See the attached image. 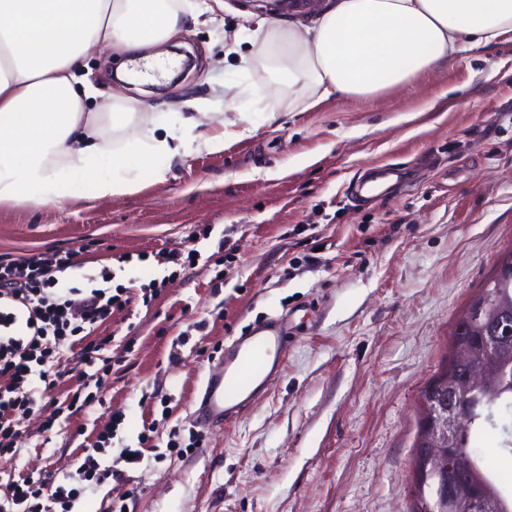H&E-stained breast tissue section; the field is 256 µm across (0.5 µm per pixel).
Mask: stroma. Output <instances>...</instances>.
I'll use <instances>...</instances> for the list:
<instances>
[{
	"label": "stroma",
	"mask_w": 512,
	"mask_h": 512,
	"mask_svg": "<svg viewBox=\"0 0 512 512\" xmlns=\"http://www.w3.org/2000/svg\"><path fill=\"white\" fill-rule=\"evenodd\" d=\"M206 3L211 13L143 48L184 57L162 84L138 93L119 81L127 54L117 48L81 66L96 89L89 109L136 96L142 126L161 138L179 132L192 100L198 133L234 126L223 150L191 152L163 182L142 170L128 194L93 200L82 185L52 206L0 203V261L70 252L61 286L106 285L126 301L97 330L111 339L105 370L63 355L93 409L63 412L68 384L39 389V412L0 456V499L32 472L64 482L85 444L109 430L100 462L125 478L93 485L74 512H104L115 499L125 512H408L421 392L448 362L455 322L512 248V39L380 97L292 111L281 89L264 99L270 123L254 104L281 76L255 32L269 11ZM381 164L401 180L356 199L355 184ZM193 248L191 261L156 258ZM153 283L159 291L144 302ZM267 319L288 324L280 373L245 413L204 430L197 448H170L193 427L210 368L201 348ZM115 415L123 422L113 430ZM147 423L144 459L127 464Z\"/></svg>",
	"instance_id": "35a3bbf8"
}]
</instances>
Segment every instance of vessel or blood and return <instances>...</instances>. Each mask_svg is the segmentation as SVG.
Here are the masks:
<instances>
[{
    "mask_svg": "<svg viewBox=\"0 0 512 512\" xmlns=\"http://www.w3.org/2000/svg\"><path fill=\"white\" fill-rule=\"evenodd\" d=\"M393 177L391 169H379L358 185L357 193L364 200L375 198L386 191ZM288 341V329L281 323L254 327L234 339L203 383L195 420L219 427L244 412L280 372Z\"/></svg>",
    "mask_w": 512,
    "mask_h": 512,
    "instance_id": "vessel-or-blood-1",
    "label": "vessel or blood"
}]
</instances>
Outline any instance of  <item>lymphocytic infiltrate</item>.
<instances>
[{"label":"lymphocytic infiltrate","mask_w":512,"mask_h":512,"mask_svg":"<svg viewBox=\"0 0 512 512\" xmlns=\"http://www.w3.org/2000/svg\"><path fill=\"white\" fill-rule=\"evenodd\" d=\"M71 264V254L41 252L17 263H0L1 454L13 450L22 422L35 412V382L49 387L65 376L61 349L78 348L82 361L92 365L110 342L96 330L123 301L106 288L86 292L60 287L56 274ZM107 477L118 481L122 475L101 470L90 452L70 473V486L58 485L46 474H29L13 482L0 512H48L50 499L59 501L63 512H71L83 482Z\"/></svg>","instance_id":"obj_1"}]
</instances>
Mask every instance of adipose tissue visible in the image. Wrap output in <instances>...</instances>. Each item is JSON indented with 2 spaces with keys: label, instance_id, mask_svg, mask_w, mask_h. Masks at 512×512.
I'll return each mask as SVG.
<instances>
[{
  "label": "adipose tissue",
  "instance_id": "1",
  "mask_svg": "<svg viewBox=\"0 0 512 512\" xmlns=\"http://www.w3.org/2000/svg\"><path fill=\"white\" fill-rule=\"evenodd\" d=\"M201 8L194 0H0V203L57 204L67 185L92 199L134 190L139 169L165 180L192 150L216 152L220 136L138 135L137 104L91 112L77 73L90 52H136ZM268 57L294 101L385 95L457 54L512 35V0H328L311 25L268 22Z\"/></svg>",
  "mask_w": 512,
  "mask_h": 512
}]
</instances>
